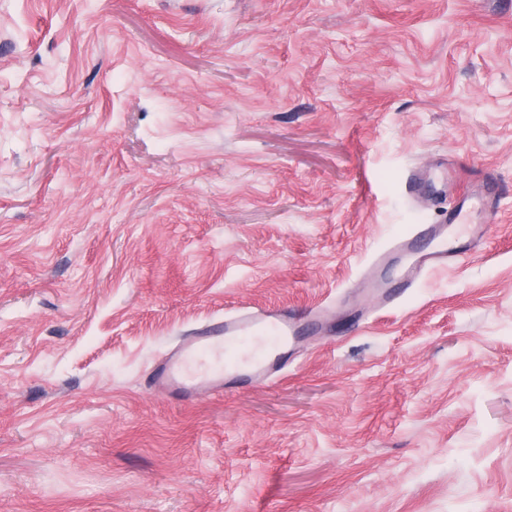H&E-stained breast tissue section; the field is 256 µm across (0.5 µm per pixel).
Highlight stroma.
<instances>
[{
  "label": "stroma",
  "instance_id": "1",
  "mask_svg": "<svg viewBox=\"0 0 512 512\" xmlns=\"http://www.w3.org/2000/svg\"><path fill=\"white\" fill-rule=\"evenodd\" d=\"M240 307L323 315L151 388ZM0 512H512V0H0ZM473 196L459 194L454 205L448 210V219L444 224H419L414 233L398 239L392 245L390 252H402L412 261L405 268L395 288L381 293V301L391 304L411 288L421 276L429 270L445 267L457 262L461 251L452 243H448V230L456 224H465ZM303 319L284 311L241 308L205 325L172 349L155 369L152 383L183 401H191L204 385L222 392L223 380L210 378V373L224 374V353L233 355L247 338L262 339L267 346L272 343L274 350L263 356L256 350L235 352L227 368L236 370V363L242 362L254 383H274L288 367L291 356L283 349L300 333Z\"/></svg>",
  "mask_w": 512,
  "mask_h": 512
}]
</instances>
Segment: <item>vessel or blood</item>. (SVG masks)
I'll return each instance as SVG.
<instances>
[{
    "mask_svg": "<svg viewBox=\"0 0 512 512\" xmlns=\"http://www.w3.org/2000/svg\"><path fill=\"white\" fill-rule=\"evenodd\" d=\"M471 197L457 196L443 224H421L411 236L398 239L392 249L411 259L395 288L382 292L385 303H393L429 270L457 262L461 251L448 241L450 227L466 223ZM303 327L300 317L278 310L242 308L224 319L211 322L185 342L172 349L157 366L153 384L169 395L192 400L199 387L221 388V380L212 378L223 370L226 353H235L250 379L257 384L279 380L288 366L285 347Z\"/></svg>",
    "mask_w": 512,
    "mask_h": 512,
    "instance_id": "b4317fda",
    "label": "vessel or blood"
}]
</instances>
